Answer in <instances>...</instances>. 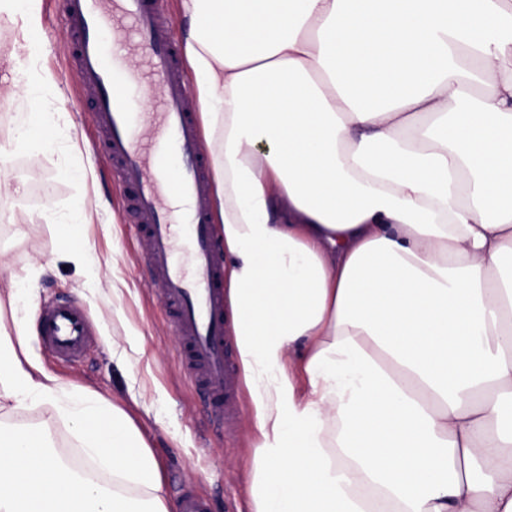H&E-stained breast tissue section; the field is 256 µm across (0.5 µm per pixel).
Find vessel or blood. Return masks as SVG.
Listing matches in <instances>:
<instances>
[{"label":"vessel or blood","instance_id":"b4317fda","mask_svg":"<svg viewBox=\"0 0 512 512\" xmlns=\"http://www.w3.org/2000/svg\"><path fill=\"white\" fill-rule=\"evenodd\" d=\"M159 5L160 0H68V18L78 36L84 89L97 102L101 145L139 214V242L163 284L183 367L229 414L233 382L224 348V266L209 220L208 162L188 110L177 46L161 26ZM136 44L150 54L157 87H148L121 63ZM147 90L158 98L161 126L159 139L148 146L137 135L147 115L132 105L135 92ZM179 249L189 254L193 276L176 264ZM40 336L58 358L74 362L91 347L90 321L82 307L57 302L45 309Z\"/></svg>","mask_w":512,"mask_h":512}]
</instances>
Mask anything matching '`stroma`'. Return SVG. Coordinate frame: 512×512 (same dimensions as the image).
I'll use <instances>...</instances> for the list:
<instances>
[{
    "instance_id": "stroma-1",
    "label": "stroma",
    "mask_w": 512,
    "mask_h": 512,
    "mask_svg": "<svg viewBox=\"0 0 512 512\" xmlns=\"http://www.w3.org/2000/svg\"><path fill=\"white\" fill-rule=\"evenodd\" d=\"M67 0H41L42 47L36 57L10 58L22 40L21 21L0 26V77L27 76L30 97L0 96V138L29 109L45 113L59 133L47 153L20 152L9 168L31 191L0 199V291L37 285L38 307L74 301L87 311L97 347L70 363L36 343L43 370L71 391L103 396L123 408L159 458L171 505L183 493L210 499L214 512H249L247 482L257 445L246 388L237 391L238 414L221 420L203 389L188 385L178 359L180 344L140 251L138 219L125 200L112 164L99 144L96 102L80 96L81 74L73 62L76 37ZM89 220L69 240L58 227L80 205ZM49 210L50 220L36 214ZM90 249L94 264L58 258L62 248ZM18 425L49 423L56 447L76 451L72 422L34 404L12 416Z\"/></svg>"
}]
</instances>
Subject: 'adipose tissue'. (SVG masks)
<instances>
[{
  "mask_svg": "<svg viewBox=\"0 0 512 512\" xmlns=\"http://www.w3.org/2000/svg\"><path fill=\"white\" fill-rule=\"evenodd\" d=\"M260 436L251 512H512V0H183ZM30 112L8 143L48 149ZM0 319V512H170L119 406ZM69 417L102 486L30 404Z\"/></svg>",
  "mask_w": 512,
  "mask_h": 512,
  "instance_id": "adipose-tissue-1",
  "label": "adipose tissue"
}]
</instances>
